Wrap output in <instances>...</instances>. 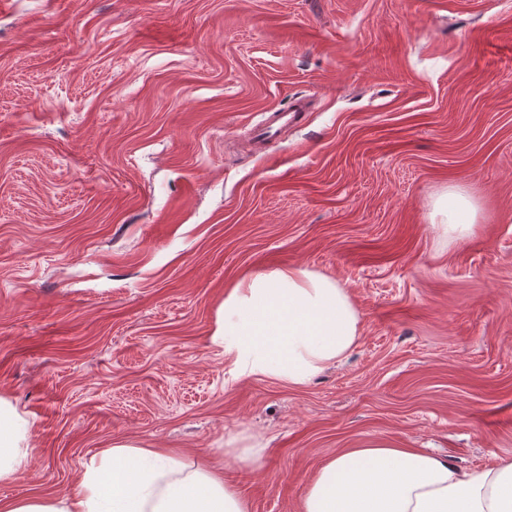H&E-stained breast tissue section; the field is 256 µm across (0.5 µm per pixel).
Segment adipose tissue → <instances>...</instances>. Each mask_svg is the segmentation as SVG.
<instances>
[{
    "label": "adipose tissue",
    "mask_w": 512,
    "mask_h": 512,
    "mask_svg": "<svg viewBox=\"0 0 512 512\" xmlns=\"http://www.w3.org/2000/svg\"><path fill=\"white\" fill-rule=\"evenodd\" d=\"M448 241L468 239L476 207L452 188L435 204ZM361 316L348 291L298 266L260 269L231 286L212 340L240 373L293 387L312 382L359 342ZM26 432L0 397V482L30 457ZM0 512H249L220 469L192 468L179 455L113 442L85 468L78 493L0 500ZM300 512H512V459L476 472L387 438H367L324 460Z\"/></svg>",
    "instance_id": "ef3b65f1"
}]
</instances>
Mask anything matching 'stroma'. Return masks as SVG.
<instances>
[{
	"instance_id": "1",
	"label": "stroma",
	"mask_w": 512,
	"mask_h": 512,
	"mask_svg": "<svg viewBox=\"0 0 512 512\" xmlns=\"http://www.w3.org/2000/svg\"><path fill=\"white\" fill-rule=\"evenodd\" d=\"M451 187L479 207L456 245ZM288 265L361 314L303 387L211 340ZM0 397L33 449L1 500L75 494L116 440L223 467L251 512L368 437L512 458V0H0ZM296 112H298L297 109H290V107L287 110L273 112L268 122L255 130L254 139L262 142L275 137L280 126L291 121ZM435 214L441 215L442 233L448 242L468 239L476 226V207L472 198L458 188H450L435 204ZM235 440L227 442V448H231L226 453L231 456L233 461L243 467H257L262 460L263 447L259 441H254L251 444L243 447L234 446Z\"/></svg>"
}]
</instances>
